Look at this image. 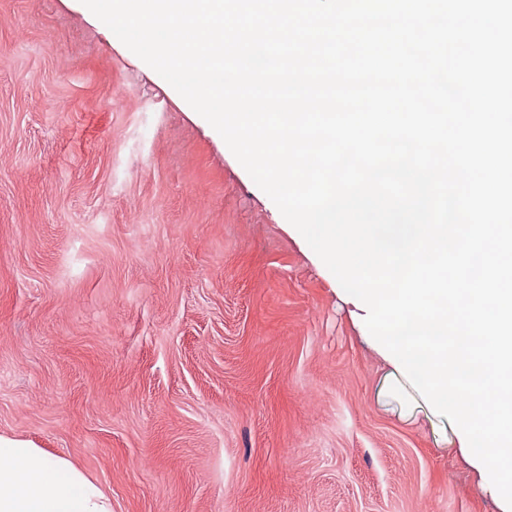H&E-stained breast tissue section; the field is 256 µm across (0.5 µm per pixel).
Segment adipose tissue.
<instances>
[{
	"mask_svg": "<svg viewBox=\"0 0 512 512\" xmlns=\"http://www.w3.org/2000/svg\"><path fill=\"white\" fill-rule=\"evenodd\" d=\"M0 512H112V502L66 458L0 436Z\"/></svg>",
	"mask_w": 512,
	"mask_h": 512,
	"instance_id": "obj_1",
	"label": "adipose tissue"
}]
</instances>
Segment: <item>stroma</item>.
<instances>
[{"label": "stroma", "mask_w": 512, "mask_h": 512, "mask_svg": "<svg viewBox=\"0 0 512 512\" xmlns=\"http://www.w3.org/2000/svg\"><path fill=\"white\" fill-rule=\"evenodd\" d=\"M222 137L81 0H0V434L112 512H502Z\"/></svg>", "instance_id": "1"}]
</instances>
